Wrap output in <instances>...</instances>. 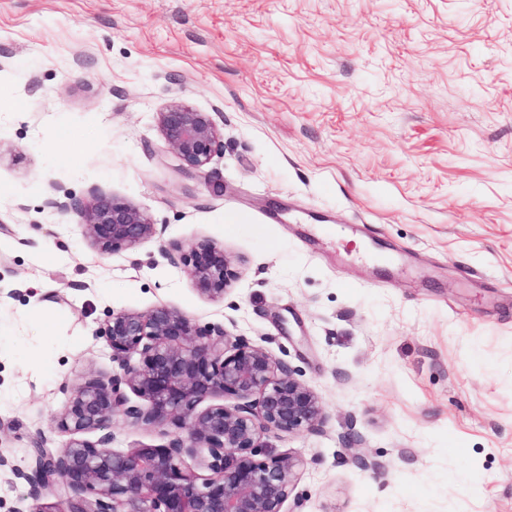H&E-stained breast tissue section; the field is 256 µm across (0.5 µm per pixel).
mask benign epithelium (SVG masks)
I'll list each match as a JSON object with an SVG mask.
<instances>
[{
  "instance_id": "obj_1",
  "label": "benign epithelium",
  "mask_w": 512,
  "mask_h": 512,
  "mask_svg": "<svg viewBox=\"0 0 512 512\" xmlns=\"http://www.w3.org/2000/svg\"><path fill=\"white\" fill-rule=\"evenodd\" d=\"M158 125L176 162L189 169L203 168L224 145L209 113L182 99L158 112ZM76 208L90 247L103 257L157 234L144 212L101 192ZM161 254L182 264L197 292L211 300L224 298L237 276L224 247L211 241L172 244ZM98 334L121 373L92 376L71 390L56 420L67 436L64 448L54 455L45 439L36 442L22 474L32 503L16 512H284L301 460L289 453L259 457L261 439L267 431L300 432L326 419L318 396L289 366L168 306L112 311ZM126 388L144 404L127 405ZM215 394L233 403L198 410ZM119 414L185 435L126 452L108 448L106 435L88 438ZM186 455L201 457L205 473L187 466ZM54 486L65 498L54 506L39 503V491Z\"/></svg>"
}]
</instances>
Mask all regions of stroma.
Returning <instances> with one entry per match:
<instances>
[{"label":"stroma","instance_id":"obj_1","mask_svg":"<svg viewBox=\"0 0 512 512\" xmlns=\"http://www.w3.org/2000/svg\"><path fill=\"white\" fill-rule=\"evenodd\" d=\"M176 98L224 135L203 170L164 144ZM0 188L20 469L62 451L72 388L119 373L107 313L167 305L321 400L317 429L263 438L303 462L286 512H512V0H0ZM97 190L156 235L97 256L49 205ZM202 240L237 272L220 300L161 255Z\"/></svg>","mask_w":512,"mask_h":512}]
</instances>
